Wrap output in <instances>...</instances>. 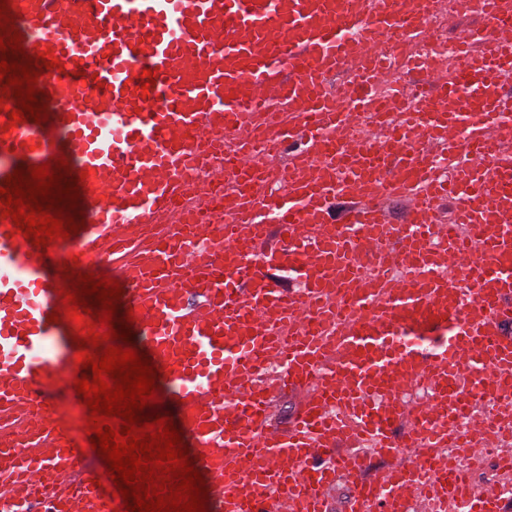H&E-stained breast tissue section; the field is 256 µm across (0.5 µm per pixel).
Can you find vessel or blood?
Returning a JSON list of instances; mask_svg holds the SVG:
<instances>
[{
	"label": "vessel or blood",
	"instance_id": "obj_1",
	"mask_svg": "<svg viewBox=\"0 0 512 512\" xmlns=\"http://www.w3.org/2000/svg\"><path fill=\"white\" fill-rule=\"evenodd\" d=\"M417 0H10L47 121L0 102V184L65 158L79 230L40 247L0 217V512H120L87 448L65 277L105 265L171 390L218 512H500L512 465L475 485L433 449L475 393L512 381V0H456L468 75L422 59L423 96L350 149L393 88L385 53L428 38ZM49 52L56 67L37 56ZM155 83L145 85L143 71ZM424 135L407 140L411 127ZM224 191L215 208L212 186ZM408 202L392 224L384 204ZM298 396L288 430L270 396ZM392 480L371 481L370 456Z\"/></svg>",
	"mask_w": 512,
	"mask_h": 512
}]
</instances>
